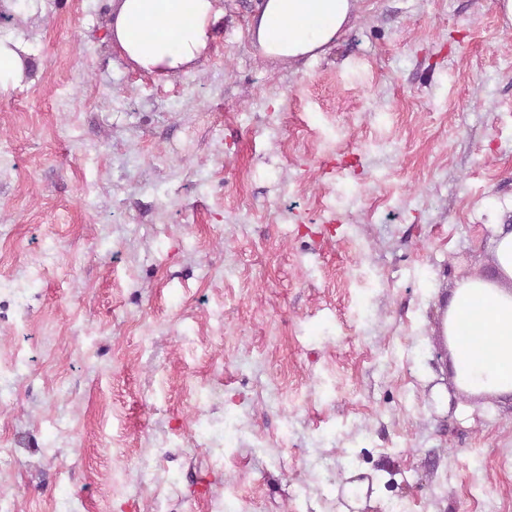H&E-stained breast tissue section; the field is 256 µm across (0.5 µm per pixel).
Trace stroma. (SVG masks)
<instances>
[{"label": "stroma", "instance_id": "stroma-1", "mask_svg": "<svg viewBox=\"0 0 512 512\" xmlns=\"http://www.w3.org/2000/svg\"><path fill=\"white\" fill-rule=\"evenodd\" d=\"M259 2L167 77L111 0H0L37 74L0 93V505L512 512V398L438 334L512 217V23L358 0L288 64Z\"/></svg>", "mask_w": 512, "mask_h": 512}]
</instances>
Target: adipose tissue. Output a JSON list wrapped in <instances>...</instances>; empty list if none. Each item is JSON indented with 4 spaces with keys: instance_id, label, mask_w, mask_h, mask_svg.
<instances>
[{
    "instance_id": "ef3b65f1",
    "label": "adipose tissue",
    "mask_w": 512,
    "mask_h": 512,
    "mask_svg": "<svg viewBox=\"0 0 512 512\" xmlns=\"http://www.w3.org/2000/svg\"><path fill=\"white\" fill-rule=\"evenodd\" d=\"M356 0H263L254 36L266 55L291 61L335 45ZM224 18L222 0H113L107 34L145 74L192 67ZM494 277L458 282L445 317L453 380L477 398L512 396V226L493 227Z\"/></svg>"
}]
</instances>
